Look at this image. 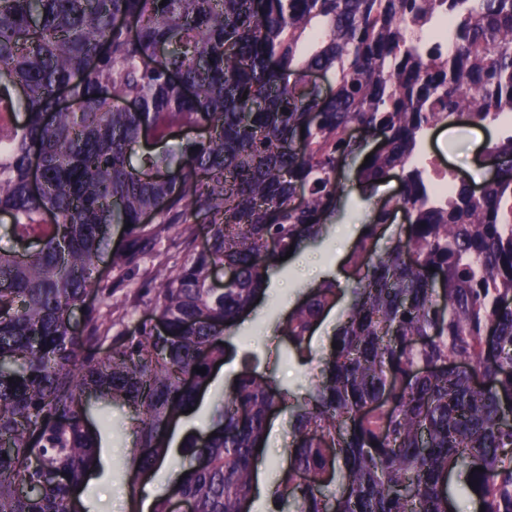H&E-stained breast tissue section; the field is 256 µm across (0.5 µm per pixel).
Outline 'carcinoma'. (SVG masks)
Returning <instances> with one entry per match:
<instances>
[{"label": "carcinoma", "instance_id": "obj_1", "mask_svg": "<svg viewBox=\"0 0 512 512\" xmlns=\"http://www.w3.org/2000/svg\"><path fill=\"white\" fill-rule=\"evenodd\" d=\"M444 10L446 54L412 33ZM314 72L335 89L320 95ZM443 120L501 128L487 152L509 165L477 193L452 174L433 198L413 164ZM184 128L206 136L141 151ZM353 128L379 139L360 181L397 175L402 191L350 255L337 348L295 401L241 372L150 512L176 497L239 512L284 404L293 441L269 512H455L451 476L484 512H512V0H0V212L27 245L0 252V512H72L101 466L92 395L132 409L134 474L165 459L174 412L197 408L270 268L339 212ZM400 208L404 238L378 255ZM178 224L193 259L158 268L151 315L112 332L88 301L102 256L124 278ZM338 292L325 281L290 314L299 355Z\"/></svg>", "mask_w": 512, "mask_h": 512}]
</instances>
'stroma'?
I'll return each instance as SVG.
<instances>
[{"label":"stroma","instance_id":"1","mask_svg":"<svg viewBox=\"0 0 512 512\" xmlns=\"http://www.w3.org/2000/svg\"><path fill=\"white\" fill-rule=\"evenodd\" d=\"M488 137V132L472 125L438 126L429 132L424 153L479 184L487 178L488 171L477 164L476 157ZM358 168L355 162L346 166V195L341 203V213L331 219L323 238L305 241L291 256L289 264L280 265L271 272V293L249 317L247 329L236 336V356L225 359L217 367L193 420L179 421L172 434L173 451L166 456L163 465L157 466L146 478L133 480L128 466L130 450L134 446L130 412L118 406L109 409L112 428L104 435L103 469L100 474L90 477L79 493V505L85 512H149L154 499L173 481L167 469L180 462L176 444L189 425L199 426L214 418L212 396L223 391L242 371L243 355H251L258 372L273 377L281 388L299 397L306 393L315 370L313 364L303 362L287 349L283 337L287 311L304 302L316 288L317 281L309 273L313 264L336 266V282L344 290L351 287L354 270L348 257L358 239L356 230L362 226L365 217L371 216L374 205L395 196L399 189L398 180L393 178L380 184L374 200H365L358 186ZM156 267V259H146L133 279L121 281L113 275L108 262H101V288L91 293V302L111 311L113 318L135 324L146 318L154 306V294L143 293L142 286L153 277ZM290 441L288 415L283 412L273 419L267 434L266 466L260 473L259 489L250 502V512H268L271 506L269 491L282 476L283 454Z\"/></svg>","mask_w":512,"mask_h":512}]
</instances>
